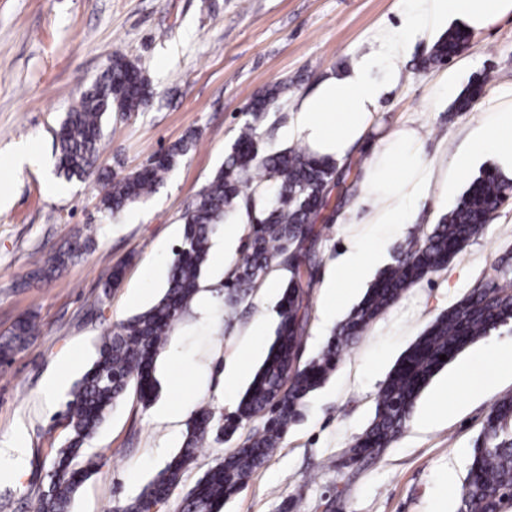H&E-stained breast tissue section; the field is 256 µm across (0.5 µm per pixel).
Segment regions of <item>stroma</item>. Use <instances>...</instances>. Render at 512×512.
<instances>
[{
	"mask_svg": "<svg viewBox=\"0 0 512 512\" xmlns=\"http://www.w3.org/2000/svg\"><path fill=\"white\" fill-rule=\"evenodd\" d=\"M411 0H0V336L34 316L39 333L0 367V444L26 450L22 471L0 475V512H32L47 483L50 443L63 440L67 392L47 397V378L69 369L78 380L93 363L101 336L151 306L163 291L183 231L181 217L223 163L255 96L282 81L288 92L269 113L271 144L293 147L288 135L294 102L331 73L378 47L384 27L405 28ZM438 32L411 38L402 77L381 102L376 122L388 129L414 121L424 127L425 152L435 176L452 169L470 130L490 105L512 92V19L472 33L446 63L427 58ZM122 52L149 76L154 99L141 112H112L103 122L97 165L124 176L188 133L195 147L152 194L115 216L98 208L94 179L56 174L55 132L70 107ZM454 85H441L445 74ZM489 75L470 111L450 113L461 91ZM38 151L41 165L15 168L20 147ZM371 146L355 150L338 169L336 209L311 254L315 284L306 301L304 358L323 348L332 327L322 319L324 279L339 250L356 235L361 180ZM465 175L448 197L428 200L389 245L397 254L424 238L472 182ZM94 244L55 280H17L43 255L67 244L74 229ZM512 251V204L448 265L409 288L342 353L335 371L305 401L270 460L223 512H457L472 445L496 401L512 395V375L494 358L497 336L482 338L455 362L470 373L440 390L432 379L399 437L378 455L345 467L344 451L368 427L377 395L406 349L441 312L489 276ZM118 287H107L114 266ZM223 267L207 264L201 289L161 349L158 394L145 405L128 391L83 449L99 470L78 489L70 512H110L138 495L178 453L194 411L234 412L246 383L228 388L224 370L242 353L251 328L265 334L251 368L265 359L278 323L279 295L254 289L236 316L224 315ZM187 404L175 421L161 405ZM448 415L433 418L435 407Z\"/></svg>",
	"mask_w": 512,
	"mask_h": 512,
	"instance_id": "obj_1",
	"label": "stroma"
}]
</instances>
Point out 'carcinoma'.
Wrapping results in <instances>:
<instances>
[{
  "mask_svg": "<svg viewBox=\"0 0 512 512\" xmlns=\"http://www.w3.org/2000/svg\"><path fill=\"white\" fill-rule=\"evenodd\" d=\"M469 38L468 32L448 31L434 44L428 62L437 64L452 57ZM487 80L485 75L472 82L455 101L453 111H469ZM147 90H152L149 78L116 51L56 132L58 175L68 181L95 177L102 185L99 207L112 215L162 185L178 158L194 145L195 134L191 132L167 150L151 155L143 167L121 177L97 168L103 116L142 111L149 104ZM287 90L288 85L274 83L256 96L249 108L251 120L241 128L224 163L185 209L182 239L162 296L103 336L95 361L75 383L66 403L65 443L47 449L51 474L38 496L35 512H69L75 493L98 467L92 460L80 463L81 449L129 387H135L145 405L155 399L158 353L200 291L211 239L227 221L244 215L249 223L245 253L224 285L227 315L237 314L271 265L288 273L274 340L235 412L226 417L200 407L188 424L179 453L138 496L117 503L112 512H152L162 507L200 449L230 441L240 428L258 420L260 425L225 453L176 507V512H222L225 501L240 492L279 447L289 427L300 418L306 398L328 379L343 350L407 288L444 268L512 196V182L499 179L492 171L475 178L453 210L423 239L408 243L318 355L302 364L300 347L306 320L301 310L314 286L307 257L320 235L316 224L330 206L336 161L313 157L301 147L284 151L264 148L262 123ZM89 244V237L75 230L68 246L47 253L30 278L50 281L61 275ZM493 271L494 275L440 313L404 352L379 392L374 418L346 451V462L356 463L389 447L406 427L418 396L432 377L467 346L512 323V260L501 259ZM37 331L33 318L18 320L9 336L0 341V361L24 349ZM441 355L447 360H440ZM510 509L511 396L493 405L474 442L457 512Z\"/></svg>",
  "mask_w": 512,
  "mask_h": 512,
  "instance_id": "cac0c4a2",
  "label": "carcinoma"
}]
</instances>
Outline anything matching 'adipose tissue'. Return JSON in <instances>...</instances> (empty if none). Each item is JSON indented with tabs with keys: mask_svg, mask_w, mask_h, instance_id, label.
Here are the masks:
<instances>
[{
	"mask_svg": "<svg viewBox=\"0 0 512 512\" xmlns=\"http://www.w3.org/2000/svg\"><path fill=\"white\" fill-rule=\"evenodd\" d=\"M512 18V0H413L412 32L425 34L448 21L472 32L488 30ZM408 49L406 35L384 30L377 51L358 58L345 72L332 73L293 106L290 134L313 157L336 163L372 131L374 116L386 91L399 83V61ZM419 126L405 123L381 139L365 170L363 205L372 231L340 254L324 287L325 322L336 319L347 292L362 284L386 259V244L411 218L421 201L446 197L453 177L477 162H489L501 178L512 180V101L496 107L471 130L468 148L458 155L452 178L434 180L423 153Z\"/></svg>",
	"mask_w": 512,
	"mask_h": 512,
	"instance_id": "obj_1",
	"label": "adipose tissue"
}]
</instances>
